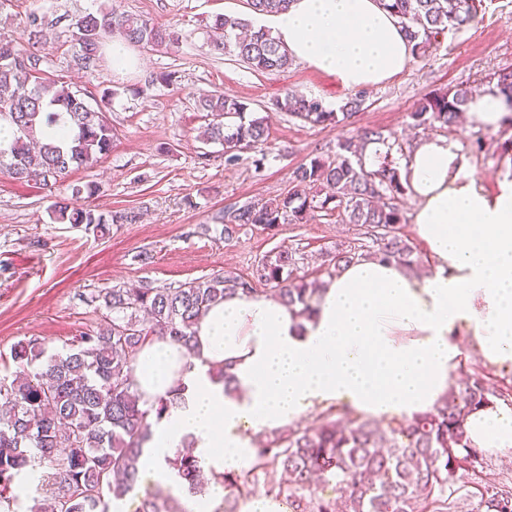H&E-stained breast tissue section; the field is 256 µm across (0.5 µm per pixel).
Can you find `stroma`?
I'll list each match as a JSON object with an SVG mask.
<instances>
[{"instance_id": "stroma-1", "label": "stroma", "mask_w": 512, "mask_h": 512, "mask_svg": "<svg viewBox=\"0 0 512 512\" xmlns=\"http://www.w3.org/2000/svg\"><path fill=\"white\" fill-rule=\"evenodd\" d=\"M104 7L175 27L183 39L156 51L133 47L141 64L132 70H113L106 54L94 69H79L72 23L77 15ZM222 13L251 16L246 0H6L0 6V38L33 48L41 67L64 75L88 99H97L104 85L116 90L112 151L75 178L97 186L88 205L104 213L141 215L133 224L110 225L105 234L57 224L48 208L65 190L50 197L0 173V354L9 355L14 344L30 338L49 350H64L99 321L104 307L97 295L115 285H178L227 269L247 277L265 255L285 248L296 253L298 275L326 279L328 253L357 239L356 226L317 218L275 232L253 227L228 241L215 217L226 207L286 193L296 166L334 154L339 141L359 138L364 128L383 129L397 166L418 137L430 134L458 140L488 190L507 173L512 123L495 133L460 123L424 129L412 127L409 114L425 95L456 88L476 92L488 87L494 73L512 69V0H479L475 23L440 37L400 75L364 89L357 116L332 126L304 123L272 102L292 91L335 110L351 91L298 60L281 72H261L214 50L207 26ZM33 14L45 22V38L36 46L28 43ZM166 70L178 73L177 87L153 83V76ZM214 90L244 101L268 120L267 144L242 152L232 165L222 153L206 152L197 139L209 119L197 111L196 100ZM143 252L150 253V262H140ZM455 341L462 355L452 378L481 379L512 405V366L488 365L468 330H460ZM491 486L512 492L511 456L487 451L477 468L458 471L448 512H476Z\"/></svg>"}]
</instances>
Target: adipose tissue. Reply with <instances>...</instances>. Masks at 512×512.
<instances>
[{
	"mask_svg": "<svg viewBox=\"0 0 512 512\" xmlns=\"http://www.w3.org/2000/svg\"><path fill=\"white\" fill-rule=\"evenodd\" d=\"M274 27L291 56L346 89L378 86L413 60L400 21L379 0H293ZM464 118L495 132L511 116L491 88L468 102ZM400 176L428 271L358 259L339 270L305 323L277 298L238 294L209 309L194 355L168 341L141 350L134 377L143 400L177 387L184 398L153 425L142 478L181 492L171 460L188 440L205 472L241 471L250 434L320 405L342 402L378 418L430 411L451 387L462 351L450 337L463 327L483 359L512 365V179L488 191L461 143L445 137L416 141ZM223 362L237 379L229 394L209 372ZM466 433L479 450L512 451V408L491 399L469 413Z\"/></svg>",
	"mask_w": 512,
	"mask_h": 512,
	"instance_id": "1",
	"label": "adipose tissue"
}]
</instances>
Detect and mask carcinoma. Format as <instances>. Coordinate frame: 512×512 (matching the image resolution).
Listing matches in <instances>:
<instances>
[{"label": "carcinoma", "instance_id": "cac0c4a2", "mask_svg": "<svg viewBox=\"0 0 512 512\" xmlns=\"http://www.w3.org/2000/svg\"><path fill=\"white\" fill-rule=\"evenodd\" d=\"M293 0H248L252 15L274 16ZM401 21L421 57L437 37L459 29L477 16L475 0H382ZM220 38L214 47L227 50L255 71H283L291 64L288 49L266 28L217 14L211 25ZM119 37L147 50L179 43L182 33L147 18L99 10L77 16V60L89 69L104 46ZM496 86L512 109V71L497 74ZM116 92L103 90L92 106L85 94L62 77L38 68V60L10 40L0 39V124L13 129V139L0 144V171L20 183H34L49 192L75 172L93 166L112 150L115 133L109 112ZM470 91L434 93L409 113L413 126H453ZM363 99L354 98L328 111L313 98L287 93L273 106L311 125H337L358 113ZM196 109L221 121L210 122L199 136L205 145H219L231 164L238 152L264 144L269 130L245 102L220 91L197 101ZM71 196L55 201L50 220L84 224L99 231L106 224H132L134 211L107 216L81 202L96 187L69 185ZM398 169L383 160L368 173L360 161V143L345 140L333 156L314 157L294 168L288 191L264 202L246 201L224 209V239L248 226L275 231L283 224H306L323 212L338 213L345 224L365 229L371 244L336 246L329 264L334 270L362 257H374L413 268V249L400 234L404 220L397 204L382 201L403 194ZM297 261L287 249L268 255L254 280L224 270L206 280L159 288L114 286L102 295L107 313L93 333L74 337L63 353H51L37 338L20 341L10 351L19 372L0 375V512H19L17 493L25 470L48 466L31 497L27 512H112L139 481L142 448L153 421L181 405L182 394L146 407L132 378L134 362L145 343L170 340L193 349L195 328L207 310L224 299L255 294L258 282L272 286L276 297L301 319L310 318L323 285L293 277ZM496 392L478 378L451 388L429 412L414 414L386 435L371 419L332 420L322 416L309 427L284 428L255 437L254 458L246 476L226 472L222 512H239L252 494L249 478H263L266 494L291 512H444L448 489L461 469L474 467L482 453L470 447L465 418ZM186 491L204 490L201 470L190 451L179 450L172 461ZM333 482L338 499H315L313 486ZM136 512H184L162 489L147 494ZM477 512H512V496L485 491Z\"/></svg>", "mask_w": 512, "mask_h": 512}]
</instances>
